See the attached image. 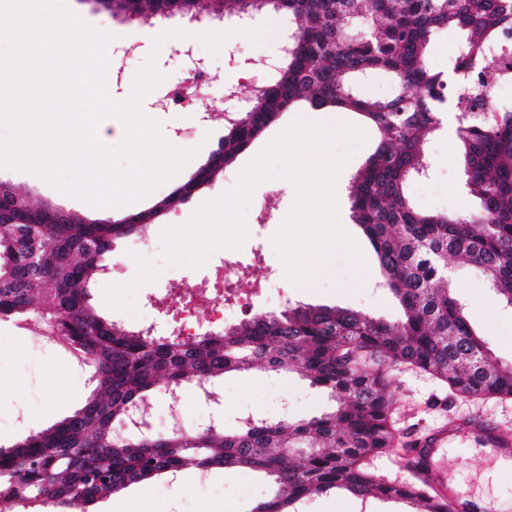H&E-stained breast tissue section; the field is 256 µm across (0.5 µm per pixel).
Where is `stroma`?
Here are the masks:
<instances>
[{
    "instance_id": "1",
    "label": "stroma",
    "mask_w": 512,
    "mask_h": 512,
    "mask_svg": "<svg viewBox=\"0 0 512 512\" xmlns=\"http://www.w3.org/2000/svg\"><path fill=\"white\" fill-rule=\"evenodd\" d=\"M72 10L86 15L91 26L112 33L106 47L107 76L115 92H122L125 80L135 77L150 51H157V68L164 74L165 84L175 83L188 74L179 39L165 41L154 48L153 40L160 33L182 28L184 20L173 16L163 20H142L125 15H111L97 10L92 0H64ZM239 19L233 15L208 18L198 23L196 32L226 31L229 39L218 54L198 47L214 75L202 94L219 99L224 88L234 84L249 90L255 83L268 78V60L278 56L280 45L268 37L252 43L239 35ZM138 36L141 50L127 56L122 46L123 33ZM238 65H230V58ZM145 114L160 121L167 141L184 149H196L190 166L179 178L168 180L150 195L133 205L93 206L66 195L38 180L33 174L10 168H0V181L22 186L35 203H49L66 210H76L99 219L122 216L133 210H143L169 196L181 183L187 182L217 149L224 138V115L220 112H161L153 104H144ZM335 111L311 109L301 103L282 114L246 150L225 167L222 175L199 188L182 205L166 212L151 225L146 238L128 237L115 240L105 258L107 269L99 276L93 291L94 302L102 314L125 326L137 329L155 320V310L146 303L166 289L186 287L209 278L224 261L223 250H215L206 264L194 269L188 266L166 265L162 255L161 232L169 226L186 223L205 201L224 192L225 176L239 173L276 135L297 119L324 124L332 134L330 155L349 154L350 160L338 179L337 199L339 221L364 252V260L346 256L334 250L328 267L318 269L312 287L304 288L289 282L284 266L276 254L272 237L280 227L295 201V187L287 179L272 178L255 189L246 210L247 223L255 224L256 233L247 237L238 249L239 257L252 252L262 254L250 273L255 277H271L267 303L278 311L287 304L303 303L313 306H336L362 310L374 316L398 318L400 307L383 285V275L374 250L361 227L352 220L349 186L377 145V133L359 114L344 113L343 124L334 121ZM454 129L434 135L428 143L434 171L431 178L412 182L410 195L418 209L426 212H459L475 207L468 194L455 160L449 159L450 149L456 148ZM451 287L465 304L470 324L487 341L497 361L512 366V309L505 307L493 294L487 281L468 265L453 261L449 264ZM119 284L118 299L105 306L104 297L110 284ZM31 328L11 321L0 322V447L7 448L19 441L28 431L52 426L71 415L85 403L91 390L90 370L70 355L52 346L36 350L31 346ZM221 395L225 426H233L243 410L264 417L296 421L319 413L327 405L326 397L309 386L300 373L274 375L247 371L225 375L217 384ZM395 400L394 421L399 431L395 448L375 459L377 475L389 481H413L417 474L408 462L413 459L417 443L439 427L456 432L472 420H480L500 433L512 436V398L468 399L452 395L446 385L427 373L403 368L394 371L389 388ZM180 406L187 429H196L209 420L210 410L197 400L193 391L177 392L155 399V430L163 432L170 407ZM432 482H447L461 494L479 492L489 498L491 512H512V470L497 468L494 458L484 447L455 437L440 454L438 469ZM253 483L264 490V481L249 471L216 468L207 478H200L195 466L187 465L177 482L158 477L132 485L100 500L93 512H109L111 504L138 496L141 512H249L255 497L235 495L236 487ZM298 512H410L402 500L370 499L359 501L343 492L315 496L302 500Z\"/></svg>"
}]
</instances>
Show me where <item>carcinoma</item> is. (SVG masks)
Listing matches in <instances>:
<instances>
[{
  "mask_svg": "<svg viewBox=\"0 0 512 512\" xmlns=\"http://www.w3.org/2000/svg\"><path fill=\"white\" fill-rule=\"evenodd\" d=\"M212 17L240 19L269 9L295 18L282 59L264 88L226 122L224 140L192 179L128 223L64 218L27 191L4 184L0 205V321L49 328L82 353L94 384L85 404L53 426L0 448V501L24 508L89 512L98 500L187 464L247 469L265 494L250 512H297L315 495L345 490L356 499H405L414 512H448L425 483L388 481L372 461L394 446L392 372L411 367L451 393L512 397V367H501L453 295L448 258L487 278L512 308V100L491 96L486 61L512 54V0H206ZM160 0H136L137 15L160 17ZM461 34L452 68L428 56L434 38ZM383 72L393 93L366 100L356 80ZM463 100L484 112L454 117L457 163L478 206L425 212L409 184L429 174L427 136L444 127L448 105ZM300 101L364 117L379 142L350 188L351 211L369 239L398 300L396 321L361 310L298 304L255 314L191 340L130 330L98 313L91 284L115 240L142 236L170 208L210 183L264 130ZM302 370L330 401L321 413L285 424L260 415L227 428L131 432V408L163 391L215 392L228 373ZM291 448H305L291 464Z\"/></svg>",
  "mask_w": 512,
  "mask_h": 512,
  "instance_id": "1",
  "label": "carcinoma"
}]
</instances>
